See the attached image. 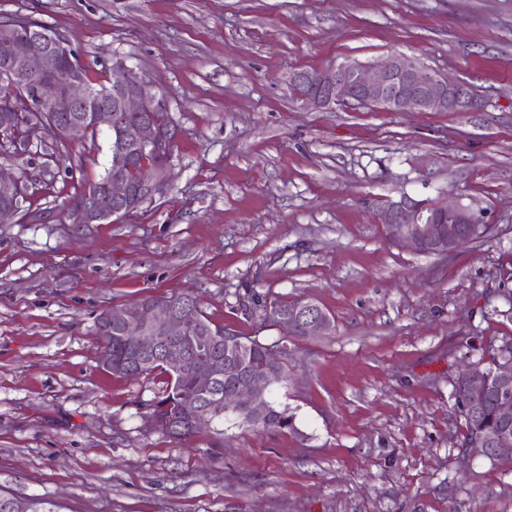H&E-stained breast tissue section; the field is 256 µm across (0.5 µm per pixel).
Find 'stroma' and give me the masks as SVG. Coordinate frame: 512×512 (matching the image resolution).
Listing matches in <instances>:
<instances>
[{
	"label": "stroma",
	"instance_id": "stroma-1",
	"mask_svg": "<svg viewBox=\"0 0 512 512\" xmlns=\"http://www.w3.org/2000/svg\"><path fill=\"white\" fill-rule=\"evenodd\" d=\"M67 35L92 79L126 56L170 99L171 188L73 223L106 131L0 157L28 186L0 223V495L58 512H512V461L466 455L453 383L512 338V0H0ZM403 53L466 81L477 112L311 109L293 77ZM83 168L67 173L72 159ZM462 201L489 234L441 256L394 244L377 200ZM310 301L331 332L242 310ZM191 293L213 325L283 344L266 396L296 432L151 429L167 386L99 365L101 310Z\"/></svg>",
	"mask_w": 512,
	"mask_h": 512
}]
</instances>
